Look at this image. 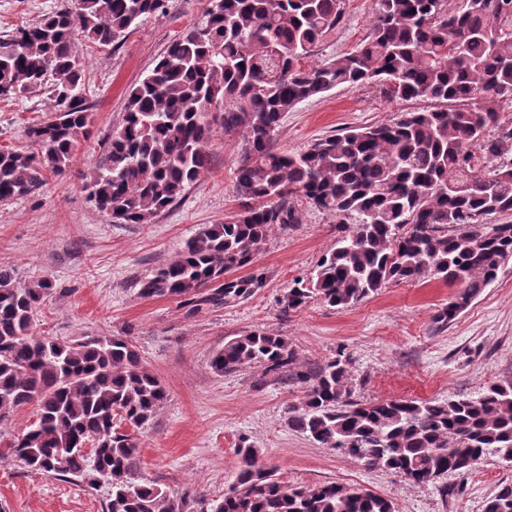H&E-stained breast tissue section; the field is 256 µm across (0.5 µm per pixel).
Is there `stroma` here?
I'll use <instances>...</instances> for the list:
<instances>
[{
  "label": "stroma",
  "instance_id": "35a3bbf8",
  "mask_svg": "<svg viewBox=\"0 0 512 512\" xmlns=\"http://www.w3.org/2000/svg\"><path fill=\"white\" fill-rule=\"evenodd\" d=\"M59 2L0 0V34L41 19ZM207 4L169 0L165 17L140 24L112 47L77 39L81 92L93 112L91 135L65 175H48L35 194L0 202V267L26 283L53 281L34 313L38 334L61 340L127 336L143 365L166 386V403L135 434L138 479L174 496L194 491L219 498L235 476V449L244 438L292 486L360 487L390 498L399 512H483L499 485L512 482V463L490 456L468 473L409 483L291 430L288 413L303 399L293 380L254 366L220 376L210 358L225 337L260 330L287 337L304 366L348 358L358 401L475 398L492 384L512 381V261L441 330L433 318L454 290L439 280L392 283L346 309L314 298L286 314L282 295L336 244L332 217L301 201L300 224L275 231L257 253L250 270L264 274L265 283L246 299L192 312L176 299L139 295V280L175 259L200 227L238 210L234 171L242 143L216 132L208 146L209 172L147 224L114 223L90 201L84 178L100 164L105 138L120 125L130 86L199 21ZM373 11L374 0H346L342 22L315 47L310 64L365 39ZM418 107L415 100L390 99L376 84L341 86L287 112L273 146L298 152L318 138L387 123ZM52 111L44 90L0 101V147L29 150L26 126ZM109 497L108 485L92 489L0 458V512H105Z\"/></svg>",
  "mask_w": 512,
  "mask_h": 512
}]
</instances>
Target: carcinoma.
Listing matches in <instances>:
<instances>
[{
	"instance_id": "obj_1",
	"label": "carcinoma",
	"mask_w": 512,
	"mask_h": 512,
	"mask_svg": "<svg viewBox=\"0 0 512 512\" xmlns=\"http://www.w3.org/2000/svg\"><path fill=\"white\" fill-rule=\"evenodd\" d=\"M168 0H67L34 24L0 35V100L44 89L51 117L26 126L31 151L0 148V202L35 193L65 174L92 113L78 87L76 36L101 46L167 13ZM346 0H209L203 18L174 40L130 87L125 115L84 183L118 224H147L209 170L217 128L245 143L234 171L239 210L206 224L179 256L138 282L143 298L199 310L231 305L263 287L235 277L270 234L300 223L301 197L336 221V247L307 281L283 295L282 312L313 297L338 309L391 282L440 280L457 292L435 315L454 322L512 259V0H375L371 30L352 51L307 66L336 31ZM377 83L425 107L389 124L333 135L298 153L272 149L286 112L341 85ZM49 279L22 283L0 267V424L34 404L37 419L6 454L31 471L111 486L106 512H398L388 498L336 483L291 487L240 440L238 468L219 499L169 496L138 483L133 432L167 401L161 381L125 336L58 341L34 330ZM289 374L303 388L288 426L368 467L425 484L472 470L487 456L512 461V381L477 398L351 400L348 360L298 366L279 335L227 337L210 360L222 376L244 366ZM484 512H512V483Z\"/></svg>"
}]
</instances>
